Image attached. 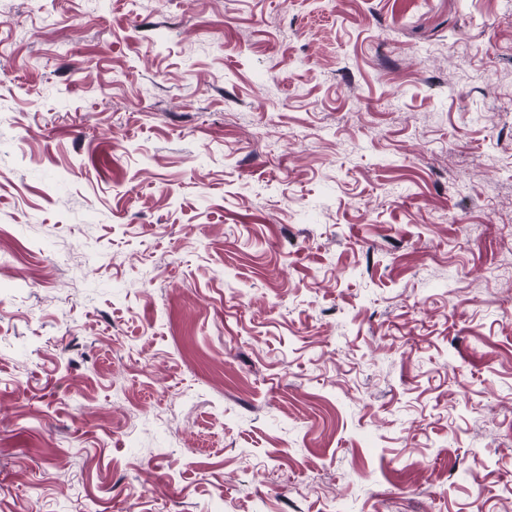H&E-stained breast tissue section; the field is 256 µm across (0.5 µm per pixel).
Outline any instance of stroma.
Segmentation results:
<instances>
[{
    "mask_svg": "<svg viewBox=\"0 0 512 512\" xmlns=\"http://www.w3.org/2000/svg\"><path fill=\"white\" fill-rule=\"evenodd\" d=\"M512 512V0H0V512Z\"/></svg>",
    "mask_w": 512,
    "mask_h": 512,
    "instance_id": "obj_1",
    "label": "stroma"
}]
</instances>
